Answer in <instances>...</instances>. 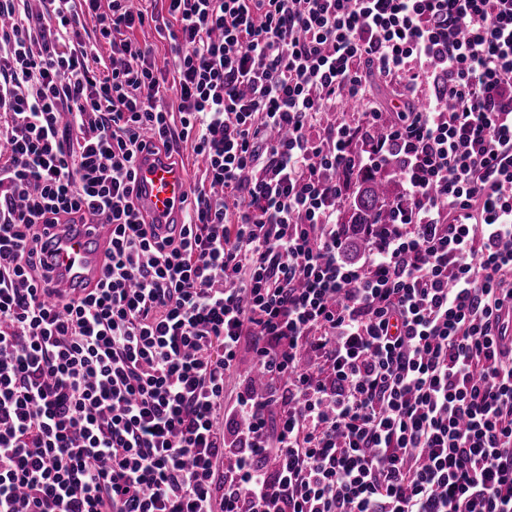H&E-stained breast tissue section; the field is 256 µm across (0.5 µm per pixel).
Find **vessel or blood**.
Segmentation results:
<instances>
[{"label": "vessel or blood", "instance_id": "b4317fda", "mask_svg": "<svg viewBox=\"0 0 512 512\" xmlns=\"http://www.w3.org/2000/svg\"><path fill=\"white\" fill-rule=\"evenodd\" d=\"M134 167V193L145 222L155 224L161 234L171 225L182 224L183 200L190 192L183 167L158 153L150 139L138 151ZM111 240L110 226L96 223L84 211L74 213L70 223L48 225L45 241L53 268L51 288L62 295H77L97 287Z\"/></svg>", "mask_w": 512, "mask_h": 512}]
</instances>
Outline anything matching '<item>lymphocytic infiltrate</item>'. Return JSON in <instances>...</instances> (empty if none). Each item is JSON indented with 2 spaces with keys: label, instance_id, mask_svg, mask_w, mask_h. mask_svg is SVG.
I'll list each match as a JSON object with an SVG mask.
<instances>
[{
  "label": "lymphocytic infiltrate",
  "instance_id": "1",
  "mask_svg": "<svg viewBox=\"0 0 512 512\" xmlns=\"http://www.w3.org/2000/svg\"><path fill=\"white\" fill-rule=\"evenodd\" d=\"M27 2L0 0V512H512V0H164L162 62L141 0ZM147 137L203 163L160 244ZM368 175L402 198L348 263ZM80 209L103 278L51 301L41 227ZM368 88L377 106L384 111H391L397 101L396 88L373 77L368 79Z\"/></svg>",
  "mask_w": 512,
  "mask_h": 512
}]
</instances>
